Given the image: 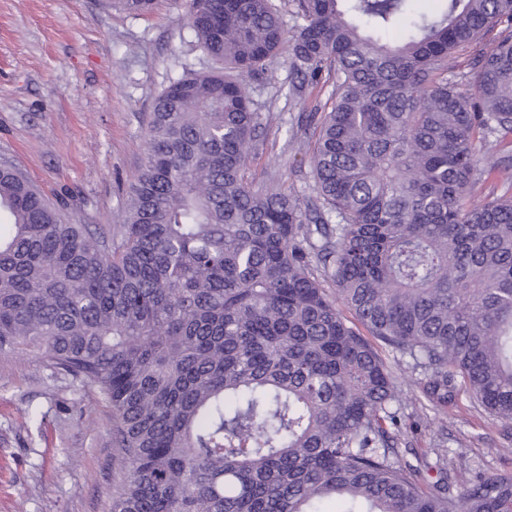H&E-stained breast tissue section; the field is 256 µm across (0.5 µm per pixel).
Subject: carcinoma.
<instances>
[{
  "label": "carcinoma",
  "instance_id": "obj_1",
  "mask_svg": "<svg viewBox=\"0 0 512 512\" xmlns=\"http://www.w3.org/2000/svg\"><path fill=\"white\" fill-rule=\"evenodd\" d=\"M293 2L288 36L274 0H190L220 68L156 98L119 225L65 224L0 166V353L37 351L112 408V512H512V476L459 491L445 452L400 463L408 426L372 343L411 360L435 408L462 391L512 421V194L471 201L512 179L511 156L476 153L512 141V0ZM494 25L508 35L475 50L464 95L451 56ZM286 43L293 93L336 78L311 113L307 200L245 179L268 117L244 76Z\"/></svg>",
  "mask_w": 512,
  "mask_h": 512
}]
</instances>
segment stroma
I'll list each match as a JSON object with an SVG mask.
<instances>
[{
    "label": "stroma",
    "instance_id": "stroma-1",
    "mask_svg": "<svg viewBox=\"0 0 512 512\" xmlns=\"http://www.w3.org/2000/svg\"><path fill=\"white\" fill-rule=\"evenodd\" d=\"M188 0H156L130 15L104 0H0V165L38 185L68 224H118L125 193L147 152L149 115L170 81L214 67L187 26ZM279 55L249 83L257 111L271 114L249 164V181L277 179L313 195L310 112L329 102L322 82L291 98L296 81ZM404 413L427 415L407 439L404 461L448 452L455 487L476 472L512 474V421L467 395L446 412L423 410L419 373L389 347ZM40 422H27L31 413ZM112 410L51 373L39 355L0 354V512H112L119 482Z\"/></svg>",
    "mask_w": 512,
    "mask_h": 512
}]
</instances>
